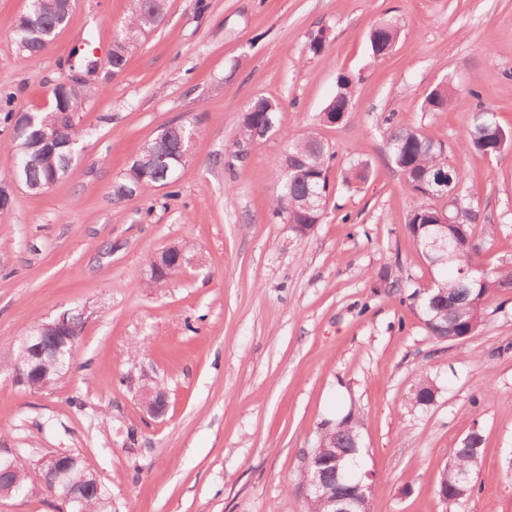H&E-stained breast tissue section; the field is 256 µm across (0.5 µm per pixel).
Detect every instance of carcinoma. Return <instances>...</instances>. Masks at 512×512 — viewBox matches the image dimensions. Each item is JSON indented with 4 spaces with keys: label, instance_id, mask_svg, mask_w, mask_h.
<instances>
[{
    "label": "carcinoma",
    "instance_id": "1",
    "mask_svg": "<svg viewBox=\"0 0 512 512\" xmlns=\"http://www.w3.org/2000/svg\"><path fill=\"white\" fill-rule=\"evenodd\" d=\"M33 8L29 12L30 26L19 30L20 21L11 23L17 48L24 55H34L44 50L45 45L67 23L64 0H30ZM167 0H143L137 11L131 12L125 25L119 30L112 44V70L124 71L128 58L137 48L145 33L152 30V18L165 15ZM399 26L395 20L381 22L375 33L378 40L393 43L397 40ZM93 93L90 88L71 86L67 89L63 102H53L47 112L34 113V121L25 129H19L18 112L12 108V97H0V112L4 122L11 124L13 132L19 133L18 143L29 146L35 142L37 132L44 125L58 126V136L79 150L81 134L76 128L74 113ZM354 94V78L341 75L337 80L335 98L323 110L322 120L341 117L344 108L351 105ZM453 96L449 85L437 86L425 97L423 107L430 112L448 108ZM248 115L241 120L240 135L235 147H243L253 142L255 132L266 131L273 135L280 130L278 125L279 104L266 96H258L250 101ZM181 141V128L169 131L168 137L160 140L151 138L140 149L136 160L124 172L123 181L117 187V194L133 192L149 185H171L172 173L184 166L177 161L176 148ZM385 141L393 167L412 186L417 202L409 214L406 228L421 255L430 252L427 244L436 228L431 226L437 209L432 204L435 197L421 187V180H433L441 173L448 172L453 186H459L463 176L448 166V159L441 143L425 137L418 129L404 123L389 124L385 130ZM512 146V130L502 127L496 113L484 105H479L472 116L467 131V139L462 147L478 157L486 154L495 156ZM336 154L318 138L308 135L291 142L282 160L277 181L279 190L273 199V211L288 219L290 224H318L322 214L307 208L308 202L317 198H307L309 188L316 192L329 189L328 174L335 165ZM74 158L58 153L43 156L30 165L24 175L25 187L31 192H41L65 176ZM371 173V163L356 159L342 167L341 182L349 189L365 183ZM474 213L470 208H462V215L452 224L446 225L448 242L453 244L445 267L452 275L435 280L434 287L425 292L418 303L420 314L428 332L439 340L446 336H474L485 324L487 305L490 298L499 294L502 287L512 284V266L496 271L481 267L475 257L478 249L474 239ZM73 357L65 356L49 365L46 379L38 381V390H48L71 368ZM434 395V384L421 379L410 394L413 406L424 405ZM359 425L353 419H344L334 428L323 432L326 446L336 445L351 451L353 438L358 435ZM482 439L479 433H469L458 447L450 450V464L444 473L440 492L446 503V512L462 500L463 490L459 487L460 474L467 471L471 476L478 475L481 462ZM27 485L24 469L15 472L0 483V496L14 494L13 486Z\"/></svg>",
    "mask_w": 512,
    "mask_h": 512
}]
</instances>
